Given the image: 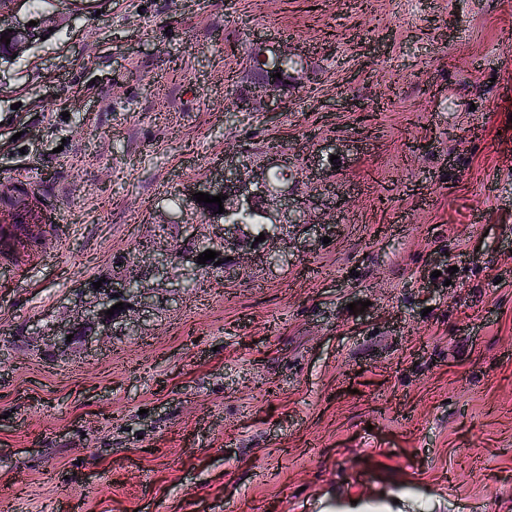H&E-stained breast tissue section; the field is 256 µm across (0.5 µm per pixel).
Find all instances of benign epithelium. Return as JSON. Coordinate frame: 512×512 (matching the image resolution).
I'll use <instances>...</instances> for the list:
<instances>
[{"instance_id": "7a95c632", "label": "benign epithelium", "mask_w": 512, "mask_h": 512, "mask_svg": "<svg viewBox=\"0 0 512 512\" xmlns=\"http://www.w3.org/2000/svg\"><path fill=\"white\" fill-rule=\"evenodd\" d=\"M280 100V95L276 92H262L257 95L250 108L257 111L275 112L274 102ZM279 150L273 149L267 156L266 163L263 165H253L244 158L240 152L233 153L230 160L229 174L222 179L210 178L203 183H195L182 190L183 197L190 203L195 202L193 194L198 192L208 193L212 196L224 193V188H229L228 198L231 203L239 210H250L261 204L264 207L266 223L270 224L268 238L276 237L282 227L288 223L298 221L301 204L305 200L301 199L294 188L285 185L279 188H273L269 173L278 167ZM206 232L200 236L191 235L186 238L189 246L178 255H173L172 241L163 240L160 246L149 244L141 250V253L149 257L147 265L148 275L164 281L170 278V269L172 264L179 265L186 274L197 276L200 270V264L197 263V256L206 251V247L213 235L214 228L210 224L204 225ZM221 236L224 243V257H233L235 263H240L244 255L240 254V232L241 226L238 224L221 225ZM82 293L91 295L96 302V314L91 316L84 313L83 316L73 320L70 324L61 330H54L51 335L54 336L57 350L64 352L71 343L67 341V335H73V340L87 341L93 336L112 335L115 317L106 314V311L113 305L119 303L124 298H130L138 306L151 309L155 306L156 299L154 289L144 285L132 290L129 288L126 278L111 277L102 283L99 288H94L88 284L82 289Z\"/></svg>"}]
</instances>
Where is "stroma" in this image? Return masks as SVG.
<instances>
[{"instance_id": "obj_1", "label": "stroma", "mask_w": 512, "mask_h": 512, "mask_svg": "<svg viewBox=\"0 0 512 512\" xmlns=\"http://www.w3.org/2000/svg\"><path fill=\"white\" fill-rule=\"evenodd\" d=\"M0 182L65 234L0 263V512H512V0H17ZM289 41L282 112H236ZM283 143L303 223L56 355L226 151ZM451 280H443L444 271ZM365 301L362 312L349 304ZM49 20H42L39 25L33 26L30 29L25 31L18 32H2L0 31V39L2 34L8 33L6 38H10V42L20 36L27 35L29 38L33 40V42L39 41L46 33L49 32ZM44 27H41V25ZM29 38H18L13 42L10 52L8 49V45H5V39H2L0 42V60H4V62H8L12 57L11 55L17 54V57L21 56L24 52H26L32 45L33 42ZM11 53V54H10Z\"/></svg>"}]
</instances>
